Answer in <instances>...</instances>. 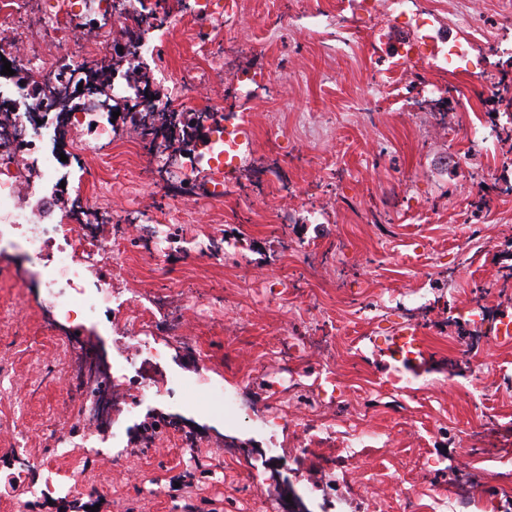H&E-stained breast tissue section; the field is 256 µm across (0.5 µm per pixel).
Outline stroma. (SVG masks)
<instances>
[{
    "label": "stroma",
    "mask_w": 512,
    "mask_h": 512,
    "mask_svg": "<svg viewBox=\"0 0 512 512\" xmlns=\"http://www.w3.org/2000/svg\"><path fill=\"white\" fill-rule=\"evenodd\" d=\"M156 2L169 18L153 33L154 89L166 95L173 78L186 80L210 109L209 137L242 126L248 143L229 166L223 201L206 205L164 170L148 140H94L110 161L97 194L139 225L118 288L197 298L217 313L185 312L202 361L156 337L164 362L153 374L191 381L195 406L174 395L133 407L109 482L79 499L101 493L99 512H251L257 488L207 441L190 450L142 444L159 413L173 436L191 416L247 447L280 448L293 486L312 503L334 501L335 512H401L391 493L408 483L429 512L432 498L456 496L461 462L512 471V341L489 332L512 319V0H416L434 14V31L470 38L458 67L427 63L434 40L402 22L369 21L362 0H237L225 19L229 39L207 56L196 51L195 0ZM467 7L473 33L454 24ZM319 8L340 15L351 48L308 24ZM498 83L502 100L486 106L485 91ZM116 170L138 186L136 202L113 180ZM184 204L192 223H156ZM22 265L14 252L0 254V512H56L67 491L47 498L30 487L95 463L79 447L78 421L61 411L76 382L47 329L40 290L13 287ZM473 307L481 322H471ZM413 325L425 339L414 390L365 417L389 438L388 453L338 473L340 482L371 484L375 501L310 485L336 451L300 449L293 426L267 425L260 366L270 343L293 342L314 374L329 352L336 394L349 402L387 379L394 339ZM476 361L488 368L479 380ZM220 384L254 396L260 416L225 424L208 409V390ZM62 436L75 444L65 458L55 452Z\"/></svg>",
    "instance_id": "35a3bbf8"
}]
</instances>
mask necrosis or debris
Instances as JSON below:
<instances>
[{
    "mask_svg": "<svg viewBox=\"0 0 512 512\" xmlns=\"http://www.w3.org/2000/svg\"><path fill=\"white\" fill-rule=\"evenodd\" d=\"M144 3L145 0H128V12L120 20L113 17L108 0H54L45 24L55 36L47 43L42 42L40 32L32 29L9 26L0 31V58L30 78L25 85H0V100L12 104L9 124L0 129V244L23 251L29 262L28 278L42 285L44 302L80 326L95 323L100 314L111 312L113 303L120 300L126 308L138 311L137 335H128V321L110 322L112 333L127 335L126 347L118 355L102 356L99 348L86 345L78 336L61 338L67 352L82 357L71 370L87 397L81 414L82 440L87 448L97 447L101 431L108 429L113 436H120L128 418L123 409L128 398L157 401L174 390L184 389L185 381L179 376L154 379L142 371L146 363H157L161 357L154 339L158 327H166L168 335L180 337L187 352L197 350L195 339L184 335L181 317L172 313L166 299L153 297L145 303L140 296L125 299L113 290V280L122 275L124 248L103 231L111 216L105 197L88 198L83 210L71 212L65 221L57 219L52 208V193L60 182L61 161L55 144L60 119L69 121L70 149L81 155L92 154L88 135L94 125L103 121V101L120 98L127 92L125 84L109 80L99 95L70 102L63 109L57 103V90L62 80L79 77L84 57L99 55L109 48L123 22L133 21ZM83 13L102 18L103 23L86 37L75 54L69 49L67 22ZM33 43L39 44V51L27 53V45ZM213 154L237 157L234 137L212 141L209 155L190 156L179 176L186 185L200 186L205 199L218 202L224 197V185L210 179L209 157ZM270 359L273 367L267 372V391L272 397H280L287 384L321 390L336 383L334 367L314 375L306 373L287 343L274 344ZM373 403L372 395H363L359 405L320 423L297 417L285 405L279 411L281 419L301 426L302 447L334 442L340 458L358 464L379 452V436L359 423L361 409Z\"/></svg>",
    "mask_w": 512,
    "mask_h": 512,
    "instance_id": "1",
    "label": "necrosis or debris"
}]
</instances>
